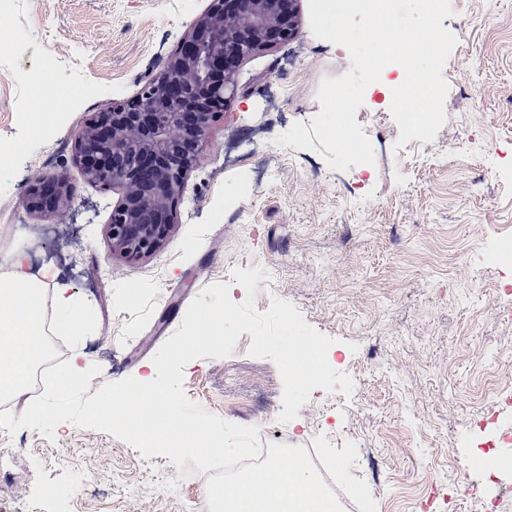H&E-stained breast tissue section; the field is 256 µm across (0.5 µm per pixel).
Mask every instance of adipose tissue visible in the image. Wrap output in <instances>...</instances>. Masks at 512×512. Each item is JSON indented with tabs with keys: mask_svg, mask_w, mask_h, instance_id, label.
I'll use <instances>...</instances> for the list:
<instances>
[{
	"mask_svg": "<svg viewBox=\"0 0 512 512\" xmlns=\"http://www.w3.org/2000/svg\"><path fill=\"white\" fill-rule=\"evenodd\" d=\"M49 271L31 273L23 258H15L9 272L0 274V337L12 339L8 354L0 355V396L20 395L31 367L45 351L43 320L52 316L59 331L78 336L85 315L72 288L49 285Z\"/></svg>",
	"mask_w": 512,
	"mask_h": 512,
	"instance_id": "adipose-tissue-1",
	"label": "adipose tissue"
}]
</instances>
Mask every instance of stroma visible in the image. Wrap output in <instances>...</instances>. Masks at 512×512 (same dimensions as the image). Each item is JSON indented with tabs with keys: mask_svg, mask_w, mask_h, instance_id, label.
Masks as SVG:
<instances>
[{
	"mask_svg": "<svg viewBox=\"0 0 512 512\" xmlns=\"http://www.w3.org/2000/svg\"><path fill=\"white\" fill-rule=\"evenodd\" d=\"M209 0H14L16 38L0 57V140L18 151L0 174V266L14 253L51 266L87 315L68 352L99 366L90 392L155 375L153 357L209 284L246 291L235 269L267 270L257 311L293 305L332 337L329 365L351 394L314 389L280 423L283 382L241 334L231 355L183 369L187 398L261 445L322 449L361 512H481L457 496L477 443L512 433V325L490 315L512 278V0H453L449 31L466 28L442 70L447 121L433 150L396 148L389 122L376 162L346 170L313 149L278 147L294 123L320 112L324 78L350 67L348 50L314 36L309 0L299 34L244 59L241 89L212 122L188 174L171 233L156 252L128 259L106 237L119 193L89 184L73 162L75 138L108 101L134 99ZM70 88L42 137L23 111L25 80L48 62ZM62 171L74 212L48 224L22 203L29 177ZM203 487L168 457H144L111 434L63 422L53 438L0 428V512H197Z\"/></svg>",
	"mask_w": 512,
	"mask_h": 512,
	"instance_id": "35a3bbf8",
	"label": "stroma"
}]
</instances>
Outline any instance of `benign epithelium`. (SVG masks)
I'll list each match as a JSON object with an SVG mask.
<instances>
[{"label":"benign epithelium","mask_w":512,"mask_h":512,"mask_svg":"<svg viewBox=\"0 0 512 512\" xmlns=\"http://www.w3.org/2000/svg\"><path fill=\"white\" fill-rule=\"evenodd\" d=\"M299 0H210L157 73L129 103L107 102L80 130L73 161L86 181L119 190L108 238L112 251L150 254L167 239L188 172L201 161L215 117L235 93V67L298 34ZM64 172L38 171L26 208L53 224L74 205Z\"/></svg>","instance_id":"obj_1"}]
</instances>
